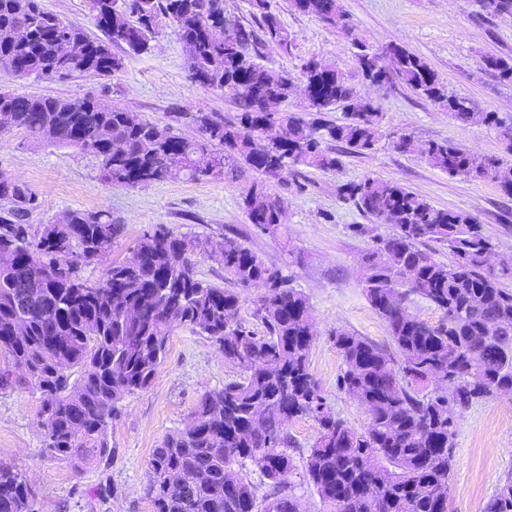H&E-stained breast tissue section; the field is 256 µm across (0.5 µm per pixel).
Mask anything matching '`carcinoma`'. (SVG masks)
Segmentation results:
<instances>
[{
  "mask_svg": "<svg viewBox=\"0 0 512 512\" xmlns=\"http://www.w3.org/2000/svg\"><path fill=\"white\" fill-rule=\"evenodd\" d=\"M260 30L232 21L224 0H88L104 38L44 9L41 0H0V32L23 28L26 38L0 40V69L18 79L64 81L109 77L122 68L112 45L139 53L149 47L160 18L177 27L190 46V71L201 86L234 97L236 121L205 112L192 116L197 135L170 124L136 120L92 97H34L0 89V111L34 144L70 146L94 156L103 179L135 188L183 178L262 176L243 198L250 223L283 237L284 201L267 188L286 163L336 171L341 153L374 148L382 115L359 96L332 63L301 65L305 84L328 80L329 91L308 97L317 113L340 109L331 122L281 113L280 138L261 142L270 105L287 100L294 77L259 62V46L288 48V32L269 0H248ZM296 10L351 34L336 0H292ZM373 82L396 78L424 100L448 110L466 126H492L506 140L507 157H482L446 141L424 144L421 154L451 176L489 179L512 196V126L467 97L448 93L419 56L402 48L362 52ZM336 143L337 152L329 147ZM356 205L392 233L375 239L366 257L364 295L385 320L397 354L343 329L332 334L343 359L338 388L367 410L359 432L326 410L308 367L313 322L307 297L287 286L238 239L219 245L188 238L162 225L139 239L134 255L91 280L82 267L109 253L120 227L106 211H69L33 229L37 195L19 182L0 181V249L12 262L0 266V390L29 380L40 393L39 425L51 456L78 468L110 456L108 426L118 404L148 389L172 333L188 329L212 339L239 373L208 392L193 416L197 426L167 435L147 466V496L154 512H300L287 476L293 469L284 426L310 415L319 436L304 468L326 512H448L455 413L496 391L512 393V265L488 267L494 245L467 212L434 206L409 189L367 177L349 185ZM448 246L453 260L434 258L428 243ZM215 257L237 287L196 277L192 258ZM252 281L267 291L256 315L259 336L240 318L241 292ZM417 296L442 314L429 324L408 311ZM434 389L421 396V388ZM253 465L270 483L274 499L261 502L245 468ZM181 470L193 483L172 481ZM35 493L22 470L0 463V512H35ZM485 512H512V480L490 498Z\"/></svg>",
  "mask_w": 512,
  "mask_h": 512,
  "instance_id": "1",
  "label": "carcinoma"
}]
</instances>
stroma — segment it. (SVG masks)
<instances>
[{"label":"stroma","instance_id":"obj_1","mask_svg":"<svg viewBox=\"0 0 512 512\" xmlns=\"http://www.w3.org/2000/svg\"><path fill=\"white\" fill-rule=\"evenodd\" d=\"M291 43H267L263 64L298 73L302 63H335L361 96L379 105L382 136L363 155L347 154L337 172L286 168L270 189L286 204L287 241L249 224L242 196L257 182L246 172L233 179H172L136 188L107 184L95 157L74 147L39 146L22 131H0V176L26 183L41 202L33 226L53 223L70 210L110 212L121 232L107 261L131 257L143 233L164 224L189 237L223 240L237 235L267 265L279 268L309 302L316 334L309 371L326 408L355 429L367 423L365 408L337 387L343 368L331 334L344 329L390 346L388 327L363 291L365 258L374 239L390 233L385 224L360 210L346 185L368 177L405 186L433 205L477 217L494 245L495 261L512 262V196L488 179L448 175L416 153L396 150L398 135L417 143L448 141L479 156H500L505 144L497 128L464 126L446 109L425 101L404 84L370 83L357 55L360 47L381 52L397 45L426 61L450 93L512 124V82L487 66L491 57H512V13L490 14L478 0H339L354 34L346 36L315 16L298 12L291 0H269ZM121 70L109 77L84 76L64 82L16 79L0 71V87L36 97H94L142 119L170 123L184 136L196 127L197 111L216 112L225 121L239 113L230 95L192 78L189 53L171 23H161L147 53L119 49ZM363 232H353V225ZM107 261L85 267L100 278ZM237 373L210 339L176 329L152 386L126 397L108 429L109 461L73 468L46 453L39 428V394L27 385L0 390V461L19 467L37 492L36 512H153L145 494L147 462L164 437L182 429L207 392L222 389ZM454 463L449 478L448 512H484L497 488L512 479V396L473 404L455 417ZM294 468L288 475L300 512H321L322 504L304 477V462L319 435L318 422L297 417L286 426Z\"/></svg>","mask_w":512,"mask_h":512}]
</instances>
